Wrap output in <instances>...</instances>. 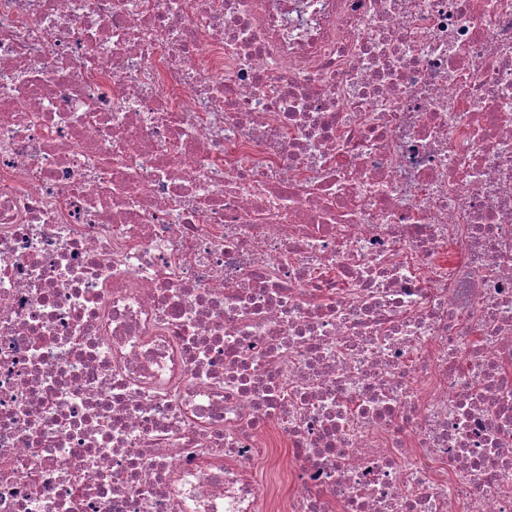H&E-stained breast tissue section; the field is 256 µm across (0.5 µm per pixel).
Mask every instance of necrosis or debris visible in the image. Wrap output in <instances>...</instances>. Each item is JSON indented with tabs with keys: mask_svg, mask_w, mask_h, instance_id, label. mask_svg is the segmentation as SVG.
<instances>
[{
	"mask_svg": "<svg viewBox=\"0 0 512 512\" xmlns=\"http://www.w3.org/2000/svg\"><path fill=\"white\" fill-rule=\"evenodd\" d=\"M0 512H512V0H0ZM278 466L281 470L280 473H267L264 464L259 465L260 475L268 477L271 480L272 487L275 493L282 495L289 489L288 483V470H289V458L287 448H272Z\"/></svg>",
	"mask_w": 512,
	"mask_h": 512,
	"instance_id": "4bbe7bcc",
	"label": "necrosis or debris"
}]
</instances>
